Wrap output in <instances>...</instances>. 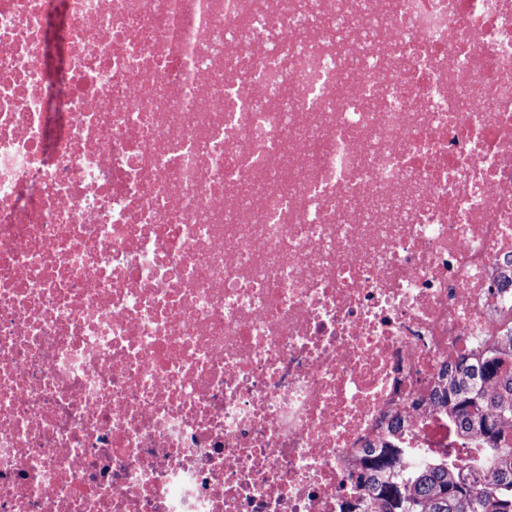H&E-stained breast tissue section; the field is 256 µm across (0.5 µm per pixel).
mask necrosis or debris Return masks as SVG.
<instances>
[{
	"mask_svg": "<svg viewBox=\"0 0 512 512\" xmlns=\"http://www.w3.org/2000/svg\"><path fill=\"white\" fill-rule=\"evenodd\" d=\"M512 334V0H0V512H345Z\"/></svg>",
	"mask_w": 512,
	"mask_h": 512,
	"instance_id": "4bbe7bcc",
	"label": "necrosis or debris"
}]
</instances>
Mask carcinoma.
I'll list each match as a JSON object with an SVG mask.
<instances>
[{
	"label": "carcinoma",
	"instance_id": "cac0c4a2",
	"mask_svg": "<svg viewBox=\"0 0 512 512\" xmlns=\"http://www.w3.org/2000/svg\"><path fill=\"white\" fill-rule=\"evenodd\" d=\"M493 377L495 391L481 390ZM448 401V445L427 452L393 444L372 452L355 478L361 503L346 512H512V436L496 423L512 414V345L460 364ZM473 429L483 435L480 445L458 439Z\"/></svg>",
	"mask_w": 512,
	"mask_h": 512
}]
</instances>
